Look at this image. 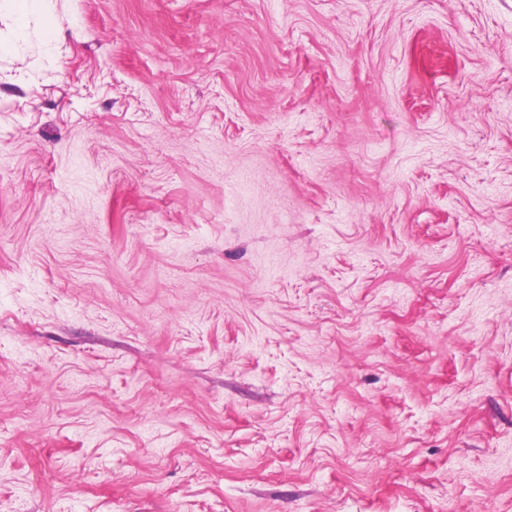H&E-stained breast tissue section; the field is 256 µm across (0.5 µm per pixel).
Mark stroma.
<instances>
[{
    "instance_id": "stroma-1",
    "label": "stroma",
    "mask_w": 512,
    "mask_h": 512,
    "mask_svg": "<svg viewBox=\"0 0 512 512\" xmlns=\"http://www.w3.org/2000/svg\"><path fill=\"white\" fill-rule=\"evenodd\" d=\"M0 512H512V0H0Z\"/></svg>"
}]
</instances>
